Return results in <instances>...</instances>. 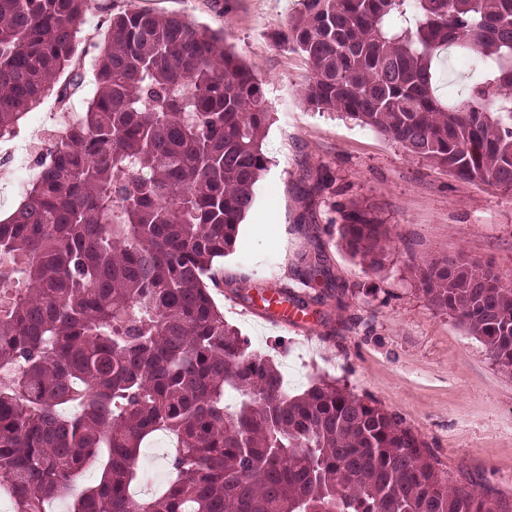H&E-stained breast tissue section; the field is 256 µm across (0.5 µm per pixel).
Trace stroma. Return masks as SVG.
<instances>
[{
    "label": "stroma",
    "instance_id": "35a3bbf8",
    "mask_svg": "<svg viewBox=\"0 0 512 512\" xmlns=\"http://www.w3.org/2000/svg\"><path fill=\"white\" fill-rule=\"evenodd\" d=\"M126 4L223 30L264 84L270 168L239 252L220 261L225 274L269 285L297 281L308 259L323 266L315 288L328 294L331 322L312 315L303 330L270 325L229 286L211 292L225 321L253 352L275 361L289 393L321 380L347 386L418 434L450 481L477 483L490 503L512 508V376L492 364L476 337L436 311L411 276L425 260L459 255L512 285V191L459 179L369 128L309 107L301 94L308 64L273 38L298 0H92L76 41L84 83L68 115L93 97L110 8ZM436 66L437 93L447 105L486 79L484 68L461 67L452 51ZM58 109L54 96L44 98L14 137L0 140V153L17 146L38 163L67 124ZM352 201L391 227L380 269L349 257L331 225L338 205Z\"/></svg>",
    "mask_w": 512,
    "mask_h": 512
}]
</instances>
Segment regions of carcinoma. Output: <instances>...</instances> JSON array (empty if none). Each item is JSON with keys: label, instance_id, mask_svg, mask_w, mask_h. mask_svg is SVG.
I'll use <instances>...</instances> for the list:
<instances>
[{"label": "carcinoma", "instance_id": "cac0c4a2", "mask_svg": "<svg viewBox=\"0 0 512 512\" xmlns=\"http://www.w3.org/2000/svg\"><path fill=\"white\" fill-rule=\"evenodd\" d=\"M90 0H0V139L82 79ZM279 42L310 67L306 103L369 127L462 180L512 189V0H301ZM478 53L485 82L445 107L433 58ZM70 71L65 84L58 77ZM98 89L0 221V485L44 512L85 468L70 512H492L395 415L334 381L301 394L224 321L210 289L269 161L262 83L184 17L112 14ZM352 258L383 265L391 229L339 210ZM424 295L512 374V287L458 256L415 268ZM281 301L306 313L316 293ZM239 396L226 411L224 395ZM167 433L171 479L127 491L144 441Z\"/></svg>", "mask_w": 512, "mask_h": 512}]
</instances>
